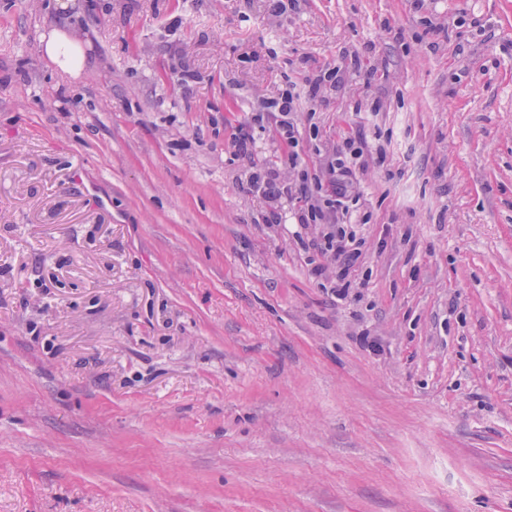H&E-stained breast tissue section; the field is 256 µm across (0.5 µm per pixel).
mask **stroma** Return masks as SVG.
<instances>
[{"instance_id":"1","label":"stroma","mask_w":512,"mask_h":512,"mask_svg":"<svg viewBox=\"0 0 512 512\" xmlns=\"http://www.w3.org/2000/svg\"><path fill=\"white\" fill-rule=\"evenodd\" d=\"M329 65L343 298L233 138ZM0 512H512V0H0ZM44 53L54 63L73 76H79L85 68L81 43L60 31H52L46 38L43 36ZM364 144L361 141L345 140L336 145L334 149L335 159L330 163L332 174L336 169L338 177L332 181V191L322 202L307 203L305 206L294 208L295 219L301 227H307L309 224H327V232L323 236L322 249L331 253L336 260L341 263L344 274L340 281H344L345 273L352 267L361 256V242L356 239L355 234L347 231L346 224L368 223L369 218L366 213L357 217L352 222V212L344 204L348 186L351 183L354 172L350 166L353 160L362 158L364 155Z\"/></svg>"}]
</instances>
